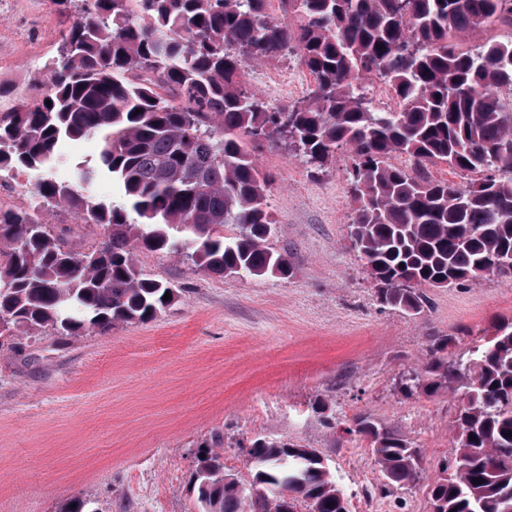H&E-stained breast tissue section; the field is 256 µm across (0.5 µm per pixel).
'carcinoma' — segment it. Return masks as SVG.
I'll use <instances>...</instances> for the list:
<instances>
[{
  "label": "carcinoma",
  "instance_id": "carcinoma-1",
  "mask_svg": "<svg viewBox=\"0 0 512 512\" xmlns=\"http://www.w3.org/2000/svg\"><path fill=\"white\" fill-rule=\"evenodd\" d=\"M83 2L54 0L74 14L41 72L45 92L0 112V170L41 174L29 208L0 210L1 337L49 327L63 338L156 319L176 291L142 272L137 249L184 254L219 277L292 275L288 257L267 246L277 224L272 179L253 157L254 145L278 139L314 171L349 149L350 237L381 304L420 315L425 287L494 273L512 280V271L491 270L512 256V100L502 96L512 89V38L466 46L481 27H512V0H284L295 26L269 15L266 0ZM290 50L314 88L299 104L271 106L247 88L246 64ZM371 77L388 85L396 110L373 107ZM85 137L99 139L98 165L58 182L64 144ZM395 155L412 169L394 165ZM437 160L480 178L425 177ZM102 172L125 202L87 192ZM46 206L102 225L106 239L72 249L40 218ZM452 343L430 337L427 364L397 382L407 396L446 390L459 403L452 454L429 485L431 512H512V318L478 345L450 352ZM355 425L381 490L419 480L412 441L369 413ZM248 461L254 484L286 483L288 501L274 508L246 493L210 450L195 469L200 512H298L300 503L351 512L314 448L257 439Z\"/></svg>",
  "mask_w": 512,
  "mask_h": 512
}]
</instances>
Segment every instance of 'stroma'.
<instances>
[{
    "label": "stroma",
    "mask_w": 512,
    "mask_h": 512,
    "mask_svg": "<svg viewBox=\"0 0 512 512\" xmlns=\"http://www.w3.org/2000/svg\"><path fill=\"white\" fill-rule=\"evenodd\" d=\"M29 51L0 61V110L40 96L39 73L61 46L53 0L0 6V35ZM247 81L269 104L306 99L313 78L295 55L248 63ZM272 177L277 229L271 250L292 276L221 278L184 256L138 250L139 268L175 288L174 304L148 323L61 338L51 330L0 343V512H61L82 499L96 512H199L193 478L201 451L218 448L243 487L256 439L318 449L336 471L351 512H429L427 490L450 457L456 397L407 396L400 375L429 358V336L466 349L494 321L512 317V283L490 275L427 289L412 317L382 306L348 225L347 151L320 172L285 145L256 151ZM44 221L76 250L104 230L65 208ZM422 450L406 490L379 494L364 443L346 431L361 412Z\"/></svg>",
    "instance_id": "1"
}]
</instances>
